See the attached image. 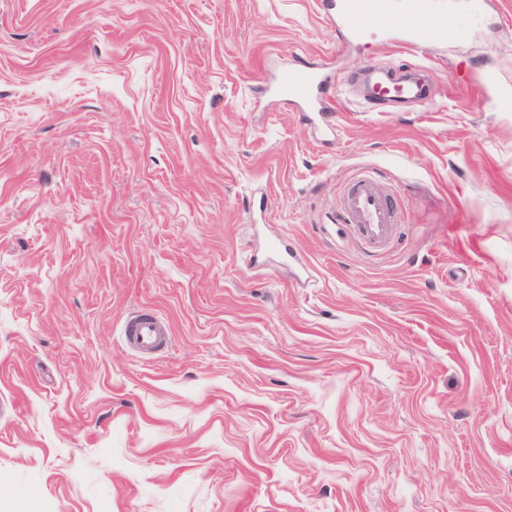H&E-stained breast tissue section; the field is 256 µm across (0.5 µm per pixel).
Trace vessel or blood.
<instances>
[{
    "label": "vessel or blood",
    "mask_w": 512,
    "mask_h": 512,
    "mask_svg": "<svg viewBox=\"0 0 512 512\" xmlns=\"http://www.w3.org/2000/svg\"><path fill=\"white\" fill-rule=\"evenodd\" d=\"M326 19L350 39L358 40L368 34L389 30L400 34L404 45L415 46L429 34L454 33L466 36L479 17V9L463 13L448 7L446 0H401L392 6L391 0H323ZM328 76L317 69L303 66L288 70L281 80V88L290 101L306 105L311 111L324 112V93ZM421 87L393 80L377 78L365 101L373 109L384 103L421 97ZM342 223L354 225L362 245L373 250H384L394 236L400 221L401 208L371 176L355 178L340 203ZM171 328L155 313L141 310L124 324L123 336L135 351L149 354L167 346Z\"/></svg>",
    "instance_id": "obj_1"
}]
</instances>
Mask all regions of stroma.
Instances as JSON below:
<instances>
[{
    "label": "stroma",
    "instance_id": "35a3bbf8",
    "mask_svg": "<svg viewBox=\"0 0 512 512\" xmlns=\"http://www.w3.org/2000/svg\"><path fill=\"white\" fill-rule=\"evenodd\" d=\"M372 63L428 100L364 111ZM511 96L512 0L411 51L321 0H0V512H512ZM277 239L307 285L249 264ZM327 85L328 75L308 66L288 69L281 80V88L288 94V100L304 104L311 111L331 118L332 113H324ZM340 222L353 224L359 242L378 252L384 250L400 222L401 208L372 176L355 178L340 203ZM123 336L132 349L149 354L167 346L171 328L155 313L141 310L124 323Z\"/></svg>",
    "mask_w": 512,
    "mask_h": 512
}]
</instances>
